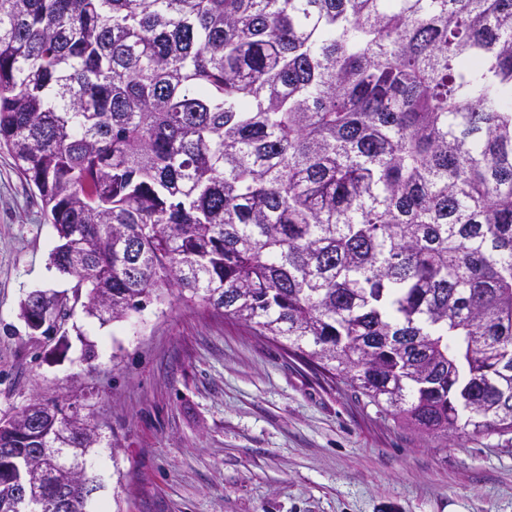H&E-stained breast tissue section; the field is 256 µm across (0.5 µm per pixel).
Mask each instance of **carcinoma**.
<instances>
[{"instance_id": "1", "label": "carcinoma", "mask_w": 512, "mask_h": 512, "mask_svg": "<svg viewBox=\"0 0 512 512\" xmlns=\"http://www.w3.org/2000/svg\"><path fill=\"white\" fill-rule=\"evenodd\" d=\"M0 148L100 323L175 289L404 428L512 436V0H0ZM29 407L0 512L46 448L105 481Z\"/></svg>"}]
</instances>
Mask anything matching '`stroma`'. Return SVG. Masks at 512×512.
<instances>
[{"instance_id":"stroma-1","label":"stroma","mask_w":512,"mask_h":512,"mask_svg":"<svg viewBox=\"0 0 512 512\" xmlns=\"http://www.w3.org/2000/svg\"><path fill=\"white\" fill-rule=\"evenodd\" d=\"M57 243L0 150V419L37 396L96 406L106 512H512V444L401 428L200 301L173 292L106 325L78 304L31 334L27 295L73 292Z\"/></svg>"}]
</instances>
